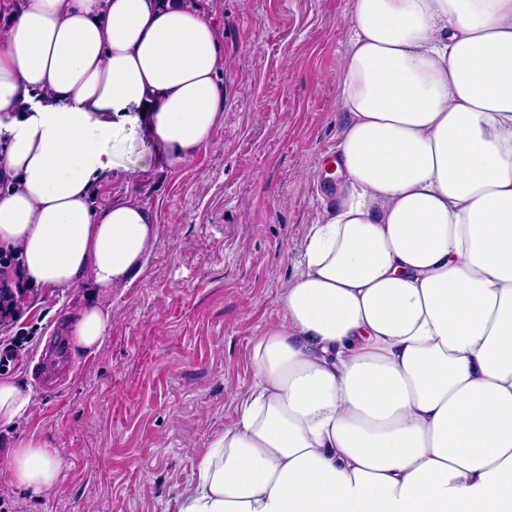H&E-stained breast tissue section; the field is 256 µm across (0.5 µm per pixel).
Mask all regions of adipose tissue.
<instances>
[{"label":"adipose tissue","mask_w":512,"mask_h":512,"mask_svg":"<svg viewBox=\"0 0 512 512\" xmlns=\"http://www.w3.org/2000/svg\"><path fill=\"white\" fill-rule=\"evenodd\" d=\"M223 69L200 0H0V253L27 285L137 278L155 211L92 196L137 128L189 160ZM337 102L324 215L179 512H512V0H354ZM111 324L86 301L71 334ZM31 403L0 378V426ZM63 466L35 437L7 459L36 499Z\"/></svg>","instance_id":"obj_1"}]
</instances>
